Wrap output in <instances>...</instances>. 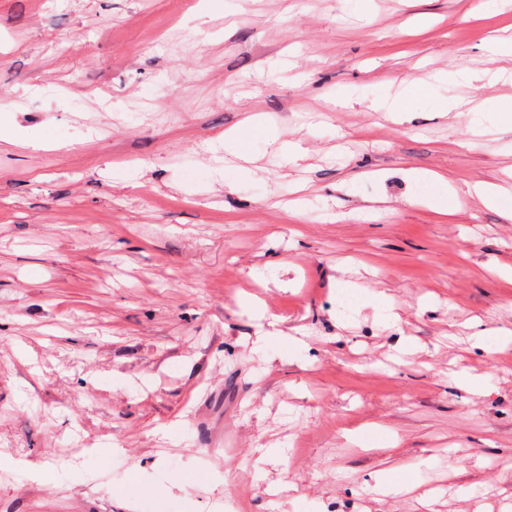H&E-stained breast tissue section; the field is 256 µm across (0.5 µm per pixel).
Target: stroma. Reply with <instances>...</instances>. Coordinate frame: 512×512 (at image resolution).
Here are the masks:
<instances>
[{
	"mask_svg": "<svg viewBox=\"0 0 512 512\" xmlns=\"http://www.w3.org/2000/svg\"><path fill=\"white\" fill-rule=\"evenodd\" d=\"M477 4L0 0L1 502L512 512V0Z\"/></svg>",
	"mask_w": 512,
	"mask_h": 512,
	"instance_id": "obj_1",
	"label": "stroma"
}]
</instances>
